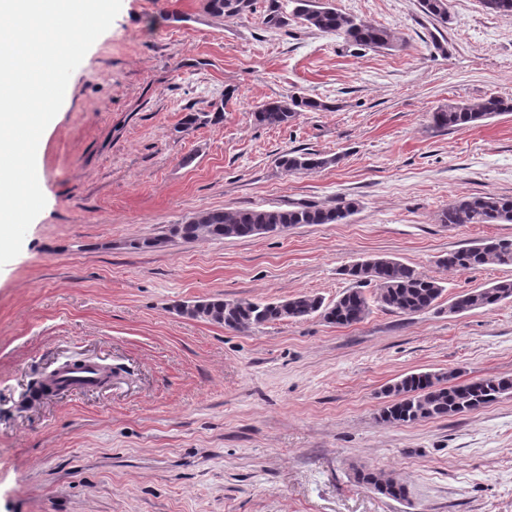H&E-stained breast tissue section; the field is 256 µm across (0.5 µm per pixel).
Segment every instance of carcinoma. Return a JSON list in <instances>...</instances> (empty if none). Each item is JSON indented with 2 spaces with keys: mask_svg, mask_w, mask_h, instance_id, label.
I'll use <instances>...</instances> for the list:
<instances>
[{
  "mask_svg": "<svg viewBox=\"0 0 512 512\" xmlns=\"http://www.w3.org/2000/svg\"><path fill=\"white\" fill-rule=\"evenodd\" d=\"M288 14L280 0H267L264 23L278 29L299 19L309 28L334 33L345 41L364 49H389L394 46V33L367 21L347 16L318 0H293ZM485 10L505 20H512V0H480ZM423 12L436 21H449L448 0H420ZM203 11L215 18H235L251 11L253 0H201ZM327 109L323 102L301 96L270 100L253 112L254 122L280 127L294 121L300 112ZM512 112V98L491 95L477 102H450L432 112L431 122L438 129L464 128L492 117ZM224 112H190L184 123H219ZM337 162L335 157L318 153L292 151L282 155L279 166L287 173L312 172ZM358 203L343 197L329 206L313 203H291L286 209H215L193 215L185 221L170 224L160 238L135 242L136 248L157 247L175 239L184 242L250 238L276 233L297 224H340L357 210ZM441 222L458 224H511L512 197L495 194L466 196L448 203ZM442 265L450 269H477L487 266H512V239H490L448 253ZM343 274L357 288L343 292L327 303L317 295H298L278 302L255 303L243 299L212 298L182 305L179 311L192 318L222 324L232 329H249L270 322L300 320L317 316L333 325L349 326L364 321L371 313L369 298L362 286L375 288V302L403 314H416L438 308L445 287L434 277L395 258L376 256L357 261L344 268ZM512 301V279L493 282L455 295L448 302V313L460 314L478 309L490 310ZM455 373L421 371L403 376L385 391L390 401L382 409L380 419L390 424H411L421 420L441 419L467 413L498 400L512 392L511 378H478L467 384L451 386ZM354 480L369 485L378 493L394 500L407 497L401 480L383 479L374 472L356 471Z\"/></svg>",
  "mask_w": 512,
  "mask_h": 512,
  "instance_id": "1",
  "label": "carcinoma"
}]
</instances>
